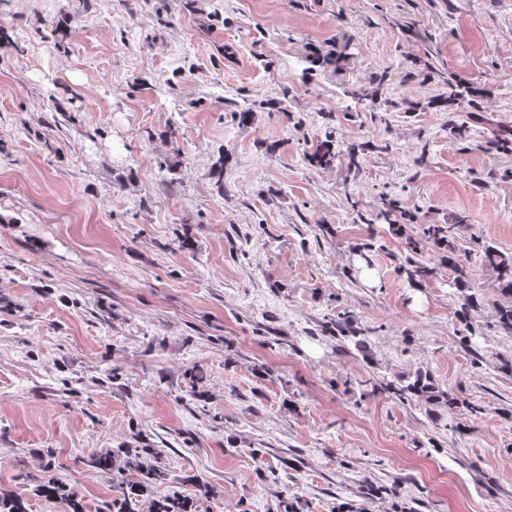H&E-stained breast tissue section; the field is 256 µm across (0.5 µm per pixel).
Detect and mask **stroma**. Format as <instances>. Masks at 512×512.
Returning a JSON list of instances; mask_svg holds the SVG:
<instances>
[{"label":"stroma","mask_w":512,"mask_h":512,"mask_svg":"<svg viewBox=\"0 0 512 512\" xmlns=\"http://www.w3.org/2000/svg\"><path fill=\"white\" fill-rule=\"evenodd\" d=\"M503 132L512 0H0V487L109 512L148 448L191 512H512ZM420 371L458 407L362 387ZM484 254L498 271V294L503 300L496 303L497 322L512 334V255L501 253L489 245Z\"/></svg>","instance_id":"1"}]
</instances>
